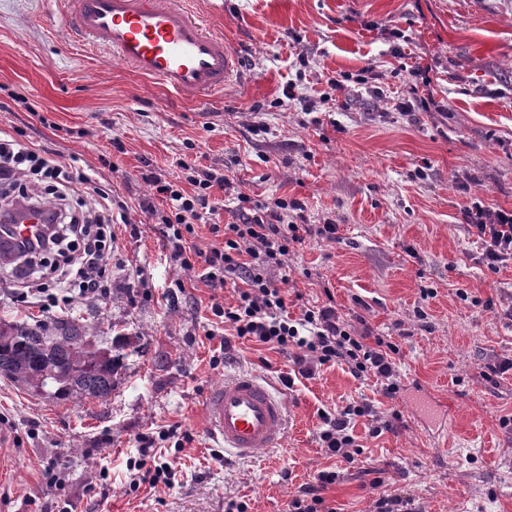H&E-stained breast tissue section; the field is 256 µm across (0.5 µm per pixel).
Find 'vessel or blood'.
I'll list each match as a JSON object with an SVG mask.
<instances>
[{"instance_id": "1", "label": "vessel or blood", "mask_w": 512, "mask_h": 512, "mask_svg": "<svg viewBox=\"0 0 512 512\" xmlns=\"http://www.w3.org/2000/svg\"><path fill=\"white\" fill-rule=\"evenodd\" d=\"M56 37L106 50L137 75L179 96L204 98L231 82L238 57L223 33L208 29L181 0H54ZM46 209L23 210L0 230V257L48 231ZM208 433L241 459L283 441L289 404L252 373H239L206 396Z\"/></svg>"}]
</instances>
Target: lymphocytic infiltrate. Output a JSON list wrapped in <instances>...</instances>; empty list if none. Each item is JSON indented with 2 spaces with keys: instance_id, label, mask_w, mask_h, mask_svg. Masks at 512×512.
<instances>
[{
  "instance_id": "1",
  "label": "lymphocytic infiltrate",
  "mask_w": 512,
  "mask_h": 512,
  "mask_svg": "<svg viewBox=\"0 0 512 512\" xmlns=\"http://www.w3.org/2000/svg\"><path fill=\"white\" fill-rule=\"evenodd\" d=\"M144 180L164 207L159 210L150 204L143 211L165 225L171 258L183 269H201L210 287H232L234 305L213 302V317L234 337L287 354L294 374L286 378V385H293L298 376L313 377L321 366L343 364L356 379L372 376L380 380L386 395L399 391V348L395 343L373 335L369 325H354L330 302L303 308L299 317H291L287 292L270 276L271 270L286 266L292 249L304 245L307 238L335 240V224L301 223L304 206L298 200L266 202L240 192L236 195L238 222L213 225L209 218L223 205L215 192L231 186L224 173L190 167L175 181L155 172L145 174ZM91 194L96 197L92 204L87 201ZM22 203L48 206L52 223L42 251L20 254L5 271L24 286L18 301L32 298L41 306L55 307L77 300L108 299L112 221L115 213L127 212V203L112 188L85 176H73L56 154L35 146L19 131L0 135V214L10 215ZM462 221L468 233L481 240L479 261L487 270L498 272L512 261V209L475 202L463 208ZM204 223L210 224L212 233L222 234V246L204 251L191 244L196 225ZM373 414L372 405L364 400L321 411L320 447L327 455L354 462L359 444L352 424ZM189 440V435L179 433L174 425L136 434V453L126 461L130 489L171 486L175 463L159 456L156 447L170 441L179 452ZM337 477L334 471L318 472L312 482L292 495L286 512H334L322 492Z\"/></svg>"
}]
</instances>
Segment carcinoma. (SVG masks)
I'll return each instance as SVG.
<instances>
[{
    "instance_id": "1",
    "label": "carcinoma",
    "mask_w": 512,
    "mask_h": 512,
    "mask_svg": "<svg viewBox=\"0 0 512 512\" xmlns=\"http://www.w3.org/2000/svg\"><path fill=\"white\" fill-rule=\"evenodd\" d=\"M115 336L97 345L88 326L69 318L30 323L0 319V376L56 399L103 400L112 394L120 368Z\"/></svg>"
}]
</instances>
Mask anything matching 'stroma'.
I'll return each instance as SVG.
<instances>
[{
	"label": "stroma",
	"instance_id": "1",
	"mask_svg": "<svg viewBox=\"0 0 512 512\" xmlns=\"http://www.w3.org/2000/svg\"><path fill=\"white\" fill-rule=\"evenodd\" d=\"M224 33L241 72L197 101L175 97L125 70L105 51L59 43L52 0H0V85L25 94L49 124L25 110L0 112V131L24 130L63 157L70 171L108 177L138 224H116L112 295L71 311L101 346L123 335L132 347L105 400H57L0 376V512H224L229 498L249 512H284L321 470L340 475L323 496L336 512H372L379 494L413 499L416 512H512V371L483 379L512 359V263L488 271L461 211L480 202L512 209V0H186ZM406 37L392 52L393 31ZM310 69L300 71L299 55ZM381 72L386 99L354 87L320 110L278 104L283 87L317 98L336 73ZM429 85L415 84L413 68ZM433 96L414 118L394 101ZM266 132H255L256 124ZM110 156L112 173L100 167ZM227 169L255 200L287 197L307 223L337 224L336 240L308 239L272 271L301 301L333 297L347 318L364 316L398 345L401 391L346 366H322L287 389L288 433L279 447L236 459L210 439L203 401L224 378L250 372L282 387L286 355L251 343L224 354L212 301L231 302L200 270L172 262L162 231L141 204V174L181 176L182 164ZM183 284L170 304L165 293ZM224 362L212 367L213 355ZM284 387V386H283ZM366 400L404 427L379 437L358 419L355 462L317 443L320 411ZM180 424L193 435L171 487L130 490L125 461L133 435ZM447 427L452 447L437 431ZM384 471L373 489L369 471ZM106 502L94 489L101 472Z\"/></svg>",
	"mask_w": 512,
	"mask_h": 512
}]
</instances>
